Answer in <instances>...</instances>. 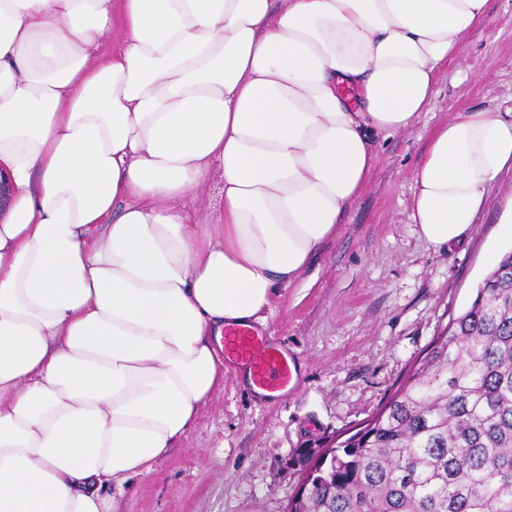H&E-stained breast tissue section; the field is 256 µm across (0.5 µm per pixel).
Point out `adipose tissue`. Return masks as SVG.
<instances>
[{"label": "adipose tissue", "instance_id": "obj_1", "mask_svg": "<svg viewBox=\"0 0 512 512\" xmlns=\"http://www.w3.org/2000/svg\"><path fill=\"white\" fill-rule=\"evenodd\" d=\"M487 0H0V512H111L427 111ZM512 118L463 112L413 219L464 240ZM223 177L211 225L176 206Z\"/></svg>", "mask_w": 512, "mask_h": 512}]
</instances>
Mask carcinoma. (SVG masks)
<instances>
[{"instance_id": "cac0c4a2", "label": "carcinoma", "mask_w": 512, "mask_h": 512, "mask_svg": "<svg viewBox=\"0 0 512 512\" xmlns=\"http://www.w3.org/2000/svg\"><path fill=\"white\" fill-rule=\"evenodd\" d=\"M289 512H512V251Z\"/></svg>"}]
</instances>
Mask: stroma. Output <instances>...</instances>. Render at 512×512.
<instances>
[{
    "label": "stroma",
    "instance_id": "stroma-1",
    "mask_svg": "<svg viewBox=\"0 0 512 512\" xmlns=\"http://www.w3.org/2000/svg\"><path fill=\"white\" fill-rule=\"evenodd\" d=\"M512 110V0H488L487 18L443 66L427 112L408 129L377 134L379 157L335 237L266 313L264 336L287 353V393L262 399L224 367V385L150 473L132 477L115 512H288L308 449L370 419L433 338L474 299L489 255L512 248V172L489 186L467 239L428 244L412 220L414 172L432 135L461 112Z\"/></svg>",
    "mask_w": 512,
    "mask_h": 512
}]
</instances>
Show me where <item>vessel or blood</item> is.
<instances>
[{
    "mask_svg": "<svg viewBox=\"0 0 512 512\" xmlns=\"http://www.w3.org/2000/svg\"><path fill=\"white\" fill-rule=\"evenodd\" d=\"M224 359L243 367L255 387L271 392H287L292 370L287 355L267 344L264 337L249 330H232L224 336Z\"/></svg>",
    "mask_w": 512,
    "mask_h": 512,
    "instance_id": "1",
    "label": "vessel or blood"
}]
</instances>
